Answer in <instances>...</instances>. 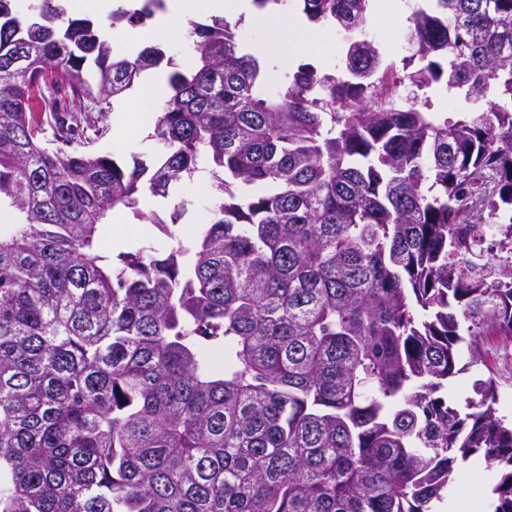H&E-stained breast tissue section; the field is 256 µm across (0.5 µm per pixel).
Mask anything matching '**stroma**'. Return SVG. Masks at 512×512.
<instances>
[{"mask_svg": "<svg viewBox=\"0 0 512 512\" xmlns=\"http://www.w3.org/2000/svg\"><path fill=\"white\" fill-rule=\"evenodd\" d=\"M368 28L385 61L399 63L409 56L404 26L391 22L373 8L368 12ZM327 32L333 48L324 53H307L294 57L290 54L292 42L284 39L273 43L265 59V67L270 73L268 86L276 87L284 73L295 71L299 65L306 63L313 64L322 71L344 74L346 34L334 26L328 27ZM122 117L129 121L134 118L133 112L126 110L124 102H116L106 110L101 120L105 132L91 143V150L107 154L124 166L131 165L133 158L150 161L162 153L163 146L155 137L142 139L118 129L117 122ZM212 168L210 160H202L199 171L193 177L176 184L168 198L143 194L139 208L150 216L151 221L147 233L128 240V247H169L171 241L165 235L163 226L170 222L175 223L177 232L183 233L184 246H193L192 235L201 224L207 223L209 210L216 200ZM181 204L185 205V212L181 217H174L175 208ZM483 348V364L469 366L467 356H460L459 362L463 369L449 378L448 399L452 402L464 400L472 396L476 380H492L498 395L496 413L512 421V339L492 336L485 340ZM496 481L495 473L488 471L483 461L465 463L455 484L444 500L439 502L440 512H446L452 504L461 505L462 512H488L487 502Z\"/></svg>", "mask_w": 512, "mask_h": 512, "instance_id": "35a3bbf8", "label": "stroma"}]
</instances>
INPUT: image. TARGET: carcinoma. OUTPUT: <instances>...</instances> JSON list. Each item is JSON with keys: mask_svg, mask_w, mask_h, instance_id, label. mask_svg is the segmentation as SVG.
I'll use <instances>...</instances> for the list:
<instances>
[{"mask_svg": "<svg viewBox=\"0 0 512 512\" xmlns=\"http://www.w3.org/2000/svg\"><path fill=\"white\" fill-rule=\"evenodd\" d=\"M298 2L347 33V77L302 64L265 95L237 21L192 24L186 73L114 53L62 0H0V512H432L476 454L512 512L492 382L464 414L438 396L461 331L471 366L512 338V266L486 272L475 237L512 211V0L415 8L403 75L369 0ZM163 62L164 152L85 149L92 109ZM50 73L48 136L30 106ZM407 81L487 108H398ZM202 152L224 196L193 248L100 250L109 211L145 217L142 191L168 197Z\"/></svg>", "mask_w": 512, "mask_h": 512, "instance_id": "1", "label": "carcinoma"}]
</instances>
